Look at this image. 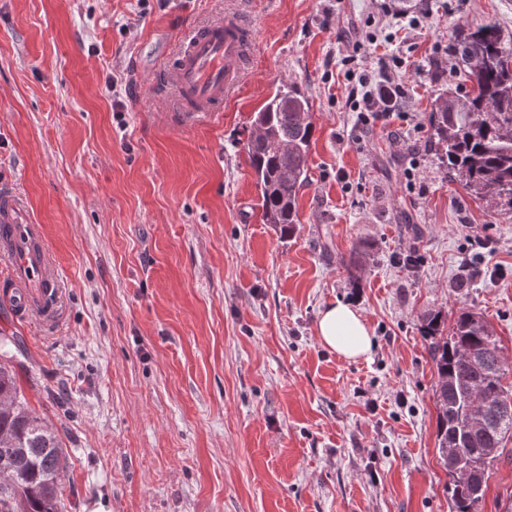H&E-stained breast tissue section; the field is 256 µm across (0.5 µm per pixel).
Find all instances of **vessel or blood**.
<instances>
[{
	"label": "vessel or blood",
	"instance_id": "obj_1",
	"mask_svg": "<svg viewBox=\"0 0 512 512\" xmlns=\"http://www.w3.org/2000/svg\"><path fill=\"white\" fill-rule=\"evenodd\" d=\"M252 38L236 16L201 28L181 47L165 74L179 91L184 106L210 112L238 86ZM0 265L17 288L15 306L24 316L53 320L59 288L55 264L45 247L40 225L34 224L22 197L0 195Z\"/></svg>",
	"mask_w": 512,
	"mask_h": 512
}]
</instances>
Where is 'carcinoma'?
<instances>
[{
	"label": "carcinoma",
	"instance_id": "obj_1",
	"mask_svg": "<svg viewBox=\"0 0 512 512\" xmlns=\"http://www.w3.org/2000/svg\"><path fill=\"white\" fill-rule=\"evenodd\" d=\"M455 71L469 84L448 88L430 113L431 146L474 198L512 211V38L489 21L454 36ZM309 98L281 83L256 113L261 131L245 145L264 223L294 232L297 196L308 182L314 133ZM433 363L437 441L448 475L450 512H479L491 470L512 440V372L492 326L473 311L447 323L423 318ZM58 434L28 406L6 352L0 353V512H66Z\"/></svg>",
	"mask_w": 512,
	"mask_h": 512
}]
</instances>
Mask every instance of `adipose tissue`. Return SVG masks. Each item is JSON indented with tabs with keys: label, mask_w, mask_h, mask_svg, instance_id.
I'll use <instances>...</instances> for the list:
<instances>
[{
	"label": "adipose tissue",
	"mask_w": 512,
	"mask_h": 512,
	"mask_svg": "<svg viewBox=\"0 0 512 512\" xmlns=\"http://www.w3.org/2000/svg\"><path fill=\"white\" fill-rule=\"evenodd\" d=\"M316 336L322 346L347 360L368 358L373 348V334L361 313L342 303L322 312Z\"/></svg>",
	"instance_id": "1"
}]
</instances>
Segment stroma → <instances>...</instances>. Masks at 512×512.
Returning <instances> with one entry per match:
<instances>
[{
    "instance_id": "1",
    "label": "stroma",
    "mask_w": 512,
    "mask_h": 512,
    "mask_svg": "<svg viewBox=\"0 0 512 512\" xmlns=\"http://www.w3.org/2000/svg\"><path fill=\"white\" fill-rule=\"evenodd\" d=\"M419 6L0 0V173L60 275L58 321L0 308V337L17 338L27 402L64 440L74 512H449L419 325L475 310L512 359V213L449 180L429 113L461 86L454 30L512 35V0H428L419 27L382 23ZM228 12L255 33L242 80L220 118L172 124L154 48ZM382 66L404 88L386 123L348 98L351 75ZM283 81L314 125L285 239L244 151ZM339 302L371 329L368 359L319 343Z\"/></svg>"
}]
</instances>
